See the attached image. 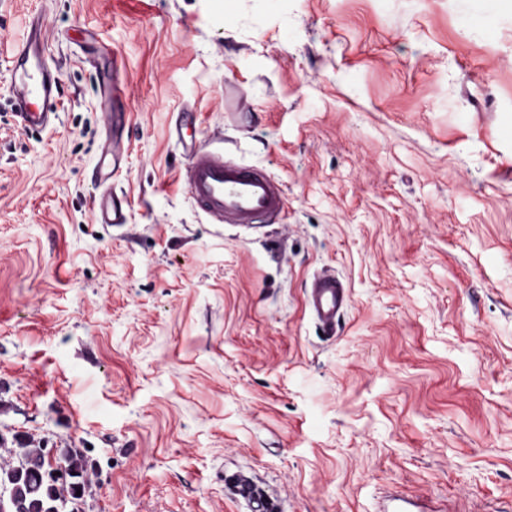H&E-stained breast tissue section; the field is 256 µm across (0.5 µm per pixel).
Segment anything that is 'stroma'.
<instances>
[{
  "mask_svg": "<svg viewBox=\"0 0 512 512\" xmlns=\"http://www.w3.org/2000/svg\"><path fill=\"white\" fill-rule=\"evenodd\" d=\"M44 13L59 118L9 51ZM121 56L128 222L97 223ZM99 59L92 67L91 59ZM286 191L211 224L171 133ZM328 268L335 336L305 304ZM78 448L84 512H494L512 503V0H0V436ZM349 304V290L334 271L322 269L313 275L306 289V306L324 334L336 333L340 316Z\"/></svg>",
  "mask_w": 512,
  "mask_h": 512,
  "instance_id": "obj_1",
  "label": "stroma"
}]
</instances>
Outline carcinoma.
Here are the masks:
<instances>
[{"instance_id": "1", "label": "carcinoma", "mask_w": 512, "mask_h": 512, "mask_svg": "<svg viewBox=\"0 0 512 512\" xmlns=\"http://www.w3.org/2000/svg\"><path fill=\"white\" fill-rule=\"evenodd\" d=\"M62 475H55L56 470ZM94 466L80 450L58 449L51 463L48 449L16 435L0 441V487L7 503L0 512H79L77 502L91 488Z\"/></svg>"}]
</instances>
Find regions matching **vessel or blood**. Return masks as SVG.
I'll return each instance as SVG.
<instances>
[{
	"mask_svg": "<svg viewBox=\"0 0 512 512\" xmlns=\"http://www.w3.org/2000/svg\"><path fill=\"white\" fill-rule=\"evenodd\" d=\"M47 27L41 18L32 19L10 58L11 88L17 115L24 128L43 129L58 116L61 75L46 63ZM103 101L112 106L105 115L106 134L101 145V160L95 182L101 186L95 217L97 223L120 226L128 221L129 199L117 190L129 153L125 130L130 115L121 108L126 85L113 77L101 89ZM198 115L179 113L174 134L186 164L181 179L189 197L212 224H273L284 218L287 197L281 184L265 170L225 159L222 149L194 137H185L195 127ZM350 304V293L334 271L324 269L313 275L306 290V305L316 325L333 335L341 314Z\"/></svg>",
	"mask_w": 512,
	"mask_h": 512,
	"instance_id": "b4317fda",
	"label": "vessel or blood"
}]
</instances>
